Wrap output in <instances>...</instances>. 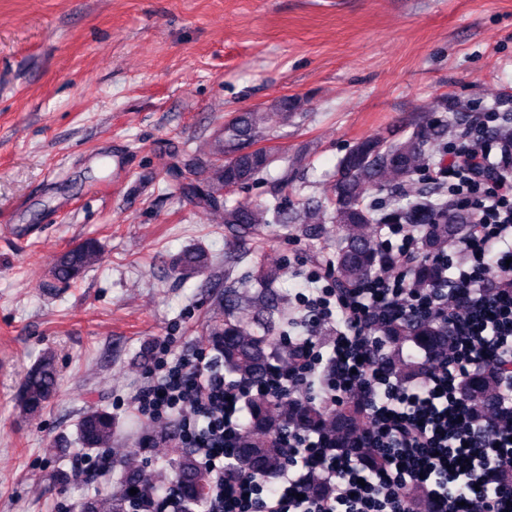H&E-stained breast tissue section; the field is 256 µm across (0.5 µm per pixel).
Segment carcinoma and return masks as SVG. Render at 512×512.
<instances>
[{"label": "carcinoma", "instance_id": "cac0c4a2", "mask_svg": "<svg viewBox=\"0 0 512 512\" xmlns=\"http://www.w3.org/2000/svg\"><path fill=\"white\" fill-rule=\"evenodd\" d=\"M268 113L259 110L238 112L224 125L218 136V150L207 164L206 176L197 177L199 164L190 156L184 159L192 179L180 185V193L196 206L222 214V224L235 237L250 239L261 247L265 230L273 224H300L307 235L322 238L327 225L336 228V283L342 288H357L385 272L384 254L375 240L377 226L402 217L423 224H436L431 249L440 251L453 238L465 237L474 227L473 214L448 203L428 199V172L434 155L430 150L448 140L452 117H429L414 126L406 137H376L357 143L339 161L330 192L314 201L287 206L283 199L292 194L288 178H279L274 186V202L237 201L227 204L226 194L257 180L274 161L273 149L253 145L269 139ZM395 188L416 199L411 211L394 206L379 216L365 203L374 189ZM101 258L97 239L87 238L58 254L53 263L57 280L77 282ZM208 255L200 250L186 251L177 264L180 274L188 276L209 267ZM282 267H265L255 276L254 290L240 292L224 289L223 303L210 321L205 342L224 359L229 375L244 381L259 382L271 370V364L288 363L292 350L283 327L288 323V309L270 285L281 275ZM373 334L395 348L406 342L435 347L442 354L452 353L448 331L432 321L395 322L377 325ZM493 383L476 376L465 398L478 405L486 401ZM58 388V372L52 354L39 358L25 375L17 403L27 416L40 414ZM248 425L240 437L243 448L241 471L268 481L287 463L279 449V437L288 424L298 419L319 428L326 436L336 437V420L350 422L356 430L366 426V417L353 402L336 406L332 412L307 403L300 408L286 397L260 395L247 409ZM79 443L87 449L112 447L113 419L104 410L90 407L78 424ZM122 481L119 486L101 492L80 505V512H130L131 498L145 507L156 495L152 474L138 463L135 454L119 456ZM171 484L179 492L175 512L206 509L214 485L191 455L184 454L171 464ZM137 493L130 494V489Z\"/></svg>", "mask_w": 512, "mask_h": 512}]
</instances>
